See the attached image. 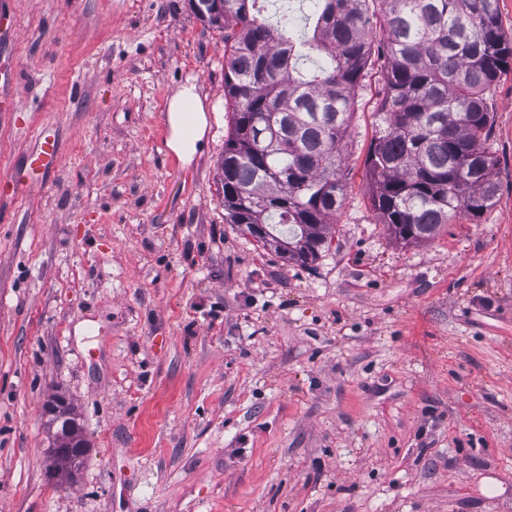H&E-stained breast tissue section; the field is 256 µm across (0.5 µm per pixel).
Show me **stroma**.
I'll return each instance as SVG.
<instances>
[{"instance_id":"obj_1","label":"stroma","mask_w":512,"mask_h":512,"mask_svg":"<svg viewBox=\"0 0 512 512\" xmlns=\"http://www.w3.org/2000/svg\"><path fill=\"white\" fill-rule=\"evenodd\" d=\"M381 79L372 60L331 248L301 268L224 219V34L192 0H0V174L34 184L0 189V512H512V71L495 205L408 246L365 176ZM56 397L90 445L72 479ZM189 105L196 113L192 134L186 136L183 132V112ZM168 112L172 129L170 146L182 160L190 161L206 127L202 101L194 83L189 82L175 92L169 101ZM60 162V155L55 142L41 138L37 142L34 151L28 156L25 163L26 168H38L42 174H47Z\"/></svg>"}]
</instances>
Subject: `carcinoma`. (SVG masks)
Returning a JSON list of instances; mask_svg holds the SVG:
<instances>
[{
    "label": "carcinoma",
    "instance_id": "1",
    "mask_svg": "<svg viewBox=\"0 0 512 512\" xmlns=\"http://www.w3.org/2000/svg\"><path fill=\"white\" fill-rule=\"evenodd\" d=\"M264 2L224 0L226 223L299 267L329 249L343 141L373 56L383 77L365 169L379 222L417 244L494 206L487 93L512 69L498 0H315L312 35L301 37L286 10L271 23Z\"/></svg>",
    "mask_w": 512,
    "mask_h": 512
}]
</instances>
